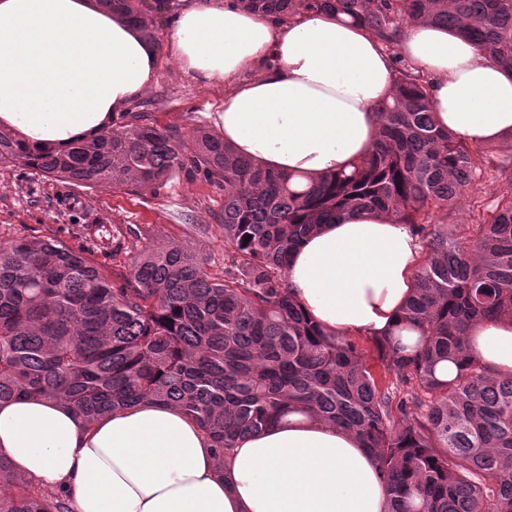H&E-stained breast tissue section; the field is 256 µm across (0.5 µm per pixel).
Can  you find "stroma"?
Instances as JSON below:
<instances>
[{"instance_id":"1","label":"stroma","mask_w":512,"mask_h":512,"mask_svg":"<svg viewBox=\"0 0 512 512\" xmlns=\"http://www.w3.org/2000/svg\"><path fill=\"white\" fill-rule=\"evenodd\" d=\"M156 79L142 95L161 124L178 126L183 134L213 128V116L224 104L225 87L197 79L160 49ZM224 196L200 181L176 177L155 190L124 192L65 185L22 166L0 167V243L36 234L91 252L104 269L129 267L142 248L175 242L200 251L207 270L224 269ZM132 226L139 239L112 253L97 245L101 226Z\"/></svg>"}]
</instances>
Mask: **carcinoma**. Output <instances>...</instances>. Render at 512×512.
<instances>
[{
	"mask_svg": "<svg viewBox=\"0 0 512 512\" xmlns=\"http://www.w3.org/2000/svg\"><path fill=\"white\" fill-rule=\"evenodd\" d=\"M286 22L303 13L348 16L391 53L405 22L444 26L512 69V0H236ZM161 40L155 18L174 0H102ZM371 152L348 172L299 186L235 154L216 133L190 136L140 110L66 153L0 130V166H24L68 185L161 186L176 176L224 193V276L194 249L140 250L106 272L50 238L0 245V403L43 396L92 421L145 400L179 408L218 456L237 436L303 414L354 433L372 454L391 512H512V376L469 349L471 329L512 317V177L468 205L470 236L445 222L469 188L495 178L487 151L437 125L430 79L397 69ZM406 224L422 260L401 321L408 352L373 338L384 375L361 346L310 321L287 280L291 253L351 210ZM457 371L447 378L439 366ZM0 512H70L59 494L0 458Z\"/></svg>",
	"mask_w": 512,
	"mask_h": 512,
	"instance_id": "carcinoma-1",
	"label": "carcinoma"
}]
</instances>
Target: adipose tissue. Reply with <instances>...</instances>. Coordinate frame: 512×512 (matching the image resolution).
Wrapping results in <instances>:
<instances>
[{
    "mask_svg": "<svg viewBox=\"0 0 512 512\" xmlns=\"http://www.w3.org/2000/svg\"><path fill=\"white\" fill-rule=\"evenodd\" d=\"M169 49L224 82V140L260 166L316 178L372 148L394 83L386 48L358 25L305 15L278 24L235 5L188 0ZM398 49L428 75L436 122L474 144L512 140V72L444 27L407 22ZM157 47L98 0H0V127L64 150L111 130L152 84ZM261 67L259 78L239 73ZM420 247L407 225L350 213L307 237L290 292L338 334L396 332ZM473 353L512 376V318L472 329ZM0 456L22 478L64 488L70 512H391L371 454L304 416L238 438L223 458L175 407L146 401L86 423L37 397L0 404Z\"/></svg>",
    "mask_w": 512,
    "mask_h": 512,
    "instance_id": "ef3b65f1",
    "label": "adipose tissue"
}]
</instances>
